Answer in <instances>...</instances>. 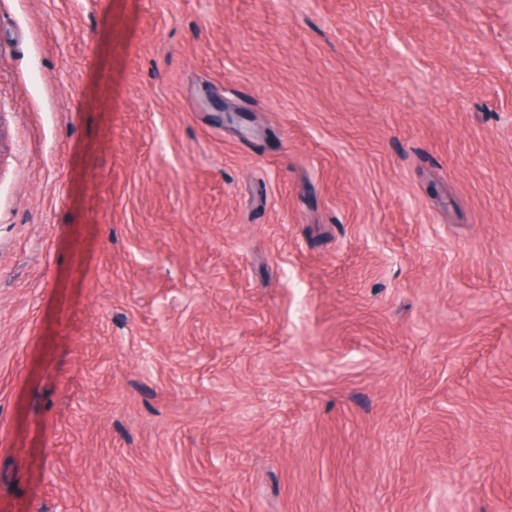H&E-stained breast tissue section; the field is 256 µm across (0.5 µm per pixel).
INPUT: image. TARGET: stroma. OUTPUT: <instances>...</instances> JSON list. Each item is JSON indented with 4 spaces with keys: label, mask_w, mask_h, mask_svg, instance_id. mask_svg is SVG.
Listing matches in <instances>:
<instances>
[{
    "label": "stroma",
    "mask_w": 512,
    "mask_h": 512,
    "mask_svg": "<svg viewBox=\"0 0 512 512\" xmlns=\"http://www.w3.org/2000/svg\"><path fill=\"white\" fill-rule=\"evenodd\" d=\"M0 512H512V0H0Z\"/></svg>",
    "instance_id": "35a3bbf8"
}]
</instances>
